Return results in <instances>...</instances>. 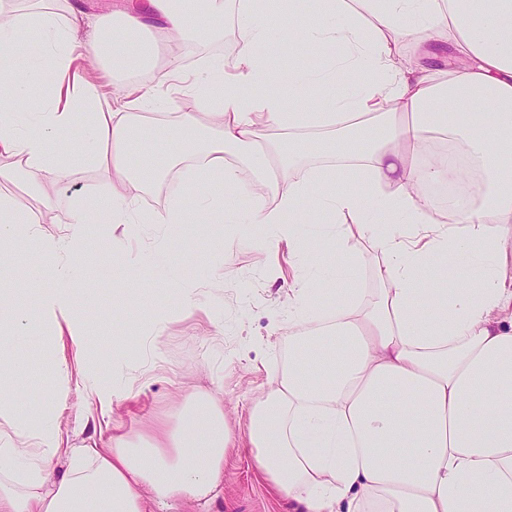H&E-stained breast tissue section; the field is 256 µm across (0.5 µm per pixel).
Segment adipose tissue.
Instances as JSON below:
<instances>
[{
	"mask_svg": "<svg viewBox=\"0 0 512 512\" xmlns=\"http://www.w3.org/2000/svg\"><path fill=\"white\" fill-rule=\"evenodd\" d=\"M0 0V185L22 174L67 180L77 158L111 170L94 210L77 207L69 232L46 238L41 221L0 193V244L22 249L56 281L33 312L12 309L0 293V319L23 341L44 325L77 349L92 338L70 315L83 297L82 264L61 255L100 224L225 223L278 226L285 215L326 213L334 239L368 238L383 256L377 300H359L352 254L315 262L296 290L303 321L297 341L317 340L312 372L288 365L250 409L246 448L272 486L304 512H512V0H288V35L269 38L268 0L236 12L235 72L223 57L202 69L153 68L151 49L224 20V0H124L119 33L77 42L83 11L54 10L50 0ZM37 32L42 53L17 47L19 31ZM149 43L127 54V35ZM412 38V58L398 43ZM274 55L307 48L324 69L269 72L256 44ZM82 47L113 65L152 68L150 84L125 85L109 112L94 111L98 79L71 75ZM356 73L349 88L336 71ZM49 86L47 105L27 113L21 102ZM175 86L195 109L171 119L163 87ZM468 103L456 122L437 117L442 101ZM83 124L79 144L67 131ZM282 132L267 152L250 146L270 128ZM464 142L484 175L479 200L433 216L431 186L449 168L420 160L432 130ZM306 130L323 132L328 164L304 165ZM178 169L179 186L164 214L136 207L137 191ZM214 193L196 197L198 185ZM252 207L241 213L239 201ZM332 290L318 307L320 287ZM235 442L220 398L184 411L177 426L160 421L137 440L106 447L33 448L0 443V512H148L149 502L199 499L224 477ZM63 459V472L52 462Z\"/></svg>",
	"mask_w": 512,
	"mask_h": 512,
	"instance_id": "adipose-tissue-1",
	"label": "adipose tissue"
}]
</instances>
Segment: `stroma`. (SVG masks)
<instances>
[{
    "label": "stroma",
    "mask_w": 512,
    "mask_h": 512,
    "mask_svg": "<svg viewBox=\"0 0 512 512\" xmlns=\"http://www.w3.org/2000/svg\"><path fill=\"white\" fill-rule=\"evenodd\" d=\"M235 46L236 32L228 26L212 41L188 37L178 48H162L153 62L159 67L199 68L211 54ZM109 183V173L83 161L72 167L66 182H45L41 192H32L20 181L0 186V193L12 197L24 214H36L41 205H48L52 221L42 231L54 238L64 231L72 210L105 194ZM231 232L221 214H214L211 224L184 230L163 265L155 255L151 225L129 229L87 225L85 244L73 258L88 267L84 282L88 294L72 318L88 330L90 348L77 352L69 337L46 332L21 344L2 341L0 392H10L17 366L31 364L27 398L33 401L52 391L47 411L58 415L66 448L109 442L116 424L129 436H137L146 419L161 414L175 420L185 404L212 394L223 397L230 427L236 437H244L247 407L264 395L269 380L288 363L294 332L288 324V297L309 262L307 256L289 252L284 245L276 254H268L264 248L270 235L267 225H249L229 246L225 239ZM116 239L122 243L118 255L112 248ZM343 247L356 255L357 284L364 304H371L378 287L374 270L379 254L357 235L346 239ZM171 267L180 287L195 291L212 316L169 322L165 334L153 344L165 370L151 379L146 375L147 356L141 347H130L127 338L139 332V311L171 303L164 286ZM152 273L157 284L139 289L138 275ZM54 286L46 274L22 263L0 275V289H12L18 306L36 307ZM53 360L67 363L68 374L47 378L44 366ZM92 385L104 390L125 385L133 397L113 402L106 411L97 398L88 396ZM156 512H300V507L276 492L247 449L236 448L224 461V480L215 494L171 509L160 506Z\"/></svg>",
    "instance_id": "stroma-1"
}]
</instances>
